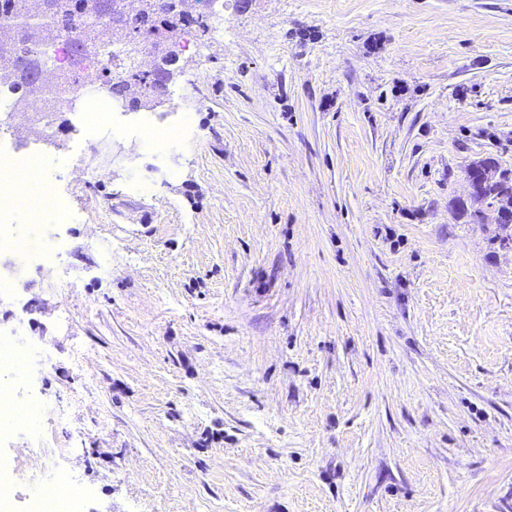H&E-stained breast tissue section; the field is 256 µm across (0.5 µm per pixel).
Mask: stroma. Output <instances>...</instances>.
I'll list each match as a JSON object with an SVG mask.
<instances>
[{
    "label": "stroma",
    "mask_w": 512,
    "mask_h": 512,
    "mask_svg": "<svg viewBox=\"0 0 512 512\" xmlns=\"http://www.w3.org/2000/svg\"><path fill=\"white\" fill-rule=\"evenodd\" d=\"M160 103L140 176H70L57 268L0 296L64 417L10 442L85 512H512V249L465 170L512 169V0H221ZM42 456H33V449Z\"/></svg>",
    "instance_id": "1"
}]
</instances>
